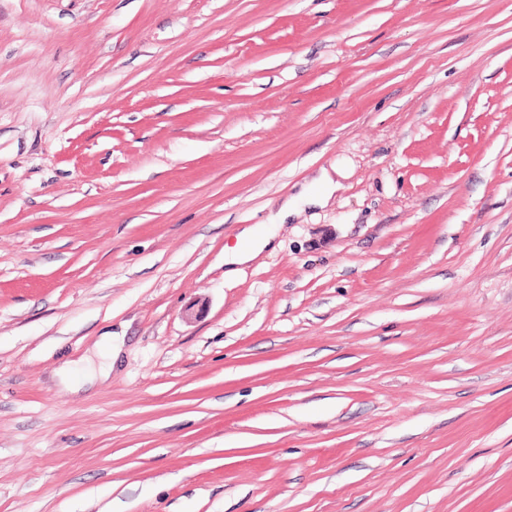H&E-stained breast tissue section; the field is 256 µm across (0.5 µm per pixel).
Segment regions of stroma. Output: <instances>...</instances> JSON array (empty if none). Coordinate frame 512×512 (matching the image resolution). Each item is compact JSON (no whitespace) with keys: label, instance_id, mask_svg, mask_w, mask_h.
I'll list each match as a JSON object with an SVG mask.
<instances>
[{"label":"stroma","instance_id":"35a3bbf8","mask_svg":"<svg viewBox=\"0 0 512 512\" xmlns=\"http://www.w3.org/2000/svg\"><path fill=\"white\" fill-rule=\"evenodd\" d=\"M0 512H512V0H0ZM275 237L274 232L260 227H248L238 236L237 246L232 252H224V264H241L253 259L265 249Z\"/></svg>","mask_w":512,"mask_h":512}]
</instances>
